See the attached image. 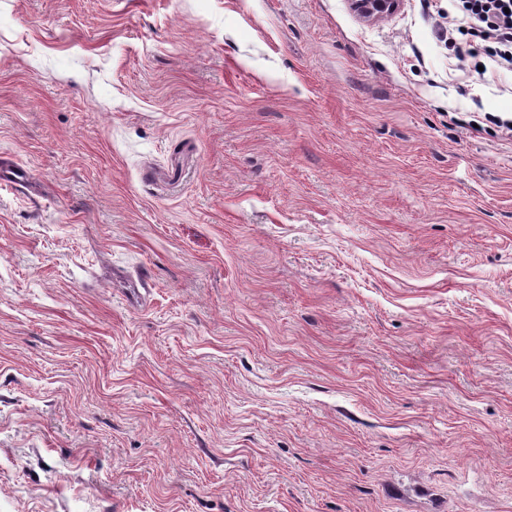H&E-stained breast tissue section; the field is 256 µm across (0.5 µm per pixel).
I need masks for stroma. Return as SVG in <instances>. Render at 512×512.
Wrapping results in <instances>:
<instances>
[{
	"label": "stroma",
	"mask_w": 512,
	"mask_h": 512,
	"mask_svg": "<svg viewBox=\"0 0 512 512\" xmlns=\"http://www.w3.org/2000/svg\"><path fill=\"white\" fill-rule=\"evenodd\" d=\"M448 0H0V512H512V72ZM352 9L362 18L381 19L395 13L403 0H350Z\"/></svg>",
	"instance_id": "1"
}]
</instances>
